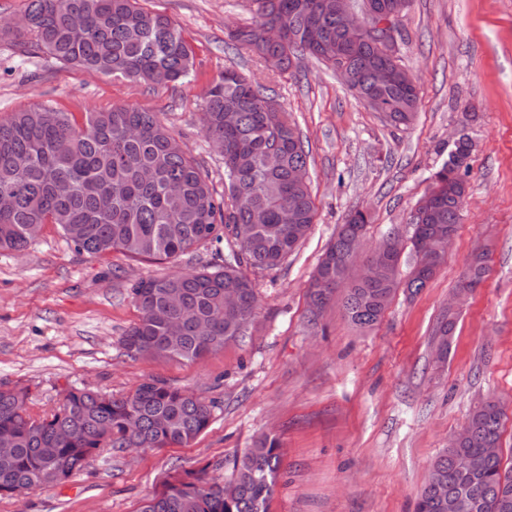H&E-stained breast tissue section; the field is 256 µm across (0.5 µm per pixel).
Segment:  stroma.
Returning a JSON list of instances; mask_svg holds the SVG:
<instances>
[{"label": "stroma", "mask_w": 512, "mask_h": 512, "mask_svg": "<svg viewBox=\"0 0 512 512\" xmlns=\"http://www.w3.org/2000/svg\"><path fill=\"white\" fill-rule=\"evenodd\" d=\"M195 50V70L162 86L74 68L37 50L33 35L0 34V119L46 106L86 113L125 105L159 113L224 189V162L200 122L203 98L224 68L253 80L287 110L309 146L315 221L277 268L251 272L258 313L242 339L194 362L130 357L121 339L138 320L140 277L220 265L235 247H194L164 263L74 249L52 224L27 250L0 251V382L28 388L31 411L55 409L66 389L128 394L148 379L212 405L208 429L186 447L106 451L67 483L0 497V512H137L176 470L230 478L262 433L281 445L269 512H414L436 456L470 412L504 407V462H512V0H411L397 53L411 69L419 109L395 126L362 105L315 59L279 74L226 31L251 22L250 0H148ZM469 141L468 190L446 262L427 288L397 293L380 323L360 331L330 304L306 318L307 285L336 228L354 209L371 217L364 251L398 236L453 141ZM490 272L473 293L456 289L475 250ZM456 314L445 362L433 329Z\"/></svg>", "instance_id": "35a3bbf8"}]
</instances>
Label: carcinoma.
<instances>
[{
	"label": "carcinoma",
	"instance_id": "1",
	"mask_svg": "<svg viewBox=\"0 0 512 512\" xmlns=\"http://www.w3.org/2000/svg\"><path fill=\"white\" fill-rule=\"evenodd\" d=\"M254 19L227 33L273 69L289 70L301 56L336 67L346 61L352 88L362 101L374 99L395 125L412 121L417 88L383 80L387 62L377 47L350 43L336 0H252ZM285 30L284 40L266 37ZM55 60L146 86L157 72L177 82L190 75L195 51L165 13L140 0H30L16 25ZM265 95L233 70H225L206 94L201 112L205 135L224 145V196L168 131L158 113L129 106L88 112L77 122L70 112L39 107L0 121V251L24 250L42 225L56 224L75 248L88 253L121 251L135 261L160 262L200 244L219 242L238 225L251 229L224 257V266L143 278L131 286L138 322L122 337L131 356L193 362L245 335L257 310L247 270L280 265L303 240L315 219L309 186V151L288 112L264 109ZM234 122L224 124L227 115ZM469 143L464 141L434 173L450 188L420 200L424 230L433 237L457 232L464 205ZM295 206L285 214L282 200ZM368 214L355 209L329 244L308 286L309 322L314 323L345 285L343 307L360 329L376 325L401 288L420 292L437 265L413 250V265L401 278L400 261L367 281L351 274L345 238ZM487 273L486 256H472L462 287H476ZM239 293L238 308L224 306V293ZM455 321L442 316L435 335L448 353ZM25 387L0 384V496L53 488L82 471L104 449L188 446L208 428L211 406L185 390L149 379L127 395L68 390L49 415L31 414ZM504 412L492 400L470 413L457 443L430 471L415 512H448V498H463L465 512H512V464L500 447ZM481 458L482 466L461 471L456 457ZM280 443L268 435L235 459L231 478L220 483L202 472L169 476L138 512H267L280 464Z\"/></svg>",
	"mask_w": 512,
	"mask_h": 512
}]
</instances>
